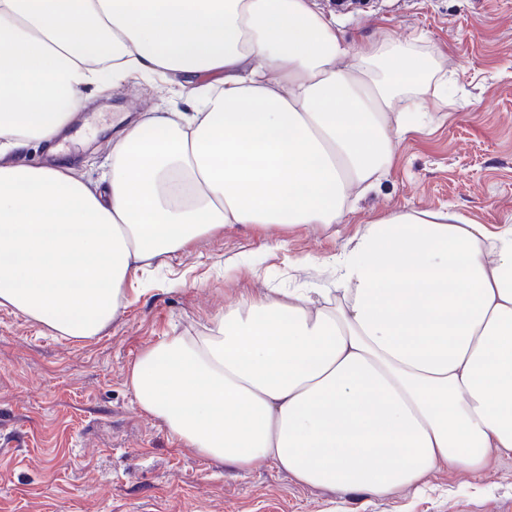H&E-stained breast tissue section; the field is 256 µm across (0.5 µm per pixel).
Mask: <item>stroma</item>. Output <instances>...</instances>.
<instances>
[{
	"label": "stroma",
	"instance_id": "obj_1",
	"mask_svg": "<svg viewBox=\"0 0 512 512\" xmlns=\"http://www.w3.org/2000/svg\"><path fill=\"white\" fill-rule=\"evenodd\" d=\"M315 3L335 14L353 47L388 34L436 57L448 100L424 95L431 129L399 142L347 223L292 228L287 249L274 252L266 229L201 237L169 266L128 282L126 307L99 336H62L0 308V512H512L511 457L491 460L477 479L432 473L417 495L314 489L263 463L237 472L176 444L127 384L143 350L198 335L225 302L270 288L331 287V270L302 258L340 255L366 222L415 208H449L489 225L512 217V0ZM168 96L143 80L108 89L76 118L77 144L60 156L98 180L116 124Z\"/></svg>",
	"mask_w": 512,
	"mask_h": 512
}]
</instances>
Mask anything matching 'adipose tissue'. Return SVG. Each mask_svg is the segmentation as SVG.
Returning a JSON list of instances; mask_svg holds the SVG:
<instances>
[{
  "label": "adipose tissue",
  "mask_w": 512,
  "mask_h": 512,
  "mask_svg": "<svg viewBox=\"0 0 512 512\" xmlns=\"http://www.w3.org/2000/svg\"><path fill=\"white\" fill-rule=\"evenodd\" d=\"M434 56L352 51L313 0H0V307L99 335L126 285L238 226L341 224L430 116ZM177 87L112 142L100 182L16 155L94 92ZM139 409L238 471L383 499L512 457V218L412 210L371 221L335 290L240 297L200 336L132 364Z\"/></svg>",
  "instance_id": "ef3b65f1"
}]
</instances>
